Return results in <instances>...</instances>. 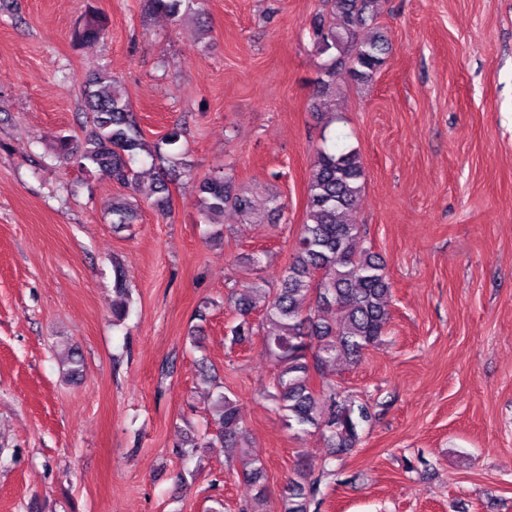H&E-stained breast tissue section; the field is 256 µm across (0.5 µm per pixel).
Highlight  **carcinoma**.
Listing matches in <instances>:
<instances>
[{
    "label": "carcinoma",
    "instance_id": "obj_1",
    "mask_svg": "<svg viewBox=\"0 0 512 512\" xmlns=\"http://www.w3.org/2000/svg\"><path fill=\"white\" fill-rule=\"evenodd\" d=\"M184 0H147L148 8L177 16ZM325 9L312 24L313 43L322 57L315 95L330 91L336 68L349 67L354 80L368 84L380 72L392 52L384 32L375 29L381 0H323ZM103 20L94 18L75 30L78 41L100 36ZM85 98L92 113V128L82 142L60 140L62 156L81 168L94 166L112 180L137 192L138 176L132 162L139 156L163 159L160 147L143 138L128 96L111 73L98 72L85 82ZM364 166L355 149L323 146L310 166L306 220L295 241L293 259L281 275L280 287L269 288L256 276L230 295L238 323L229 327L231 343L240 345L261 339L262 349L275 365L270 390L285 425L296 432L314 430L326 442L330 459L350 453L360 443L359 431L372 420L368 404L353 399L339 383L324 378L323 369L343 360L357 364L364 351L384 335L390 321L391 284L384 262L367 245L365 232L344 216L359 200ZM167 172L155 180L154 200L168 208ZM199 212L207 224L217 223L224 210L238 211L245 223L254 224L251 199L226 172L204 179L200 185ZM114 224L134 219L133 205H112ZM258 311L261 320L253 323ZM215 434L200 444L188 438L176 445L180 457L198 448L238 450L240 474L255 488L242 512H263L266 501L265 467L247 451L249 439L237 401L221 392L213 404ZM336 476L322 468L318 475L299 465L288 479L281 498V512H319L321 485Z\"/></svg>",
    "mask_w": 512,
    "mask_h": 512
}]
</instances>
